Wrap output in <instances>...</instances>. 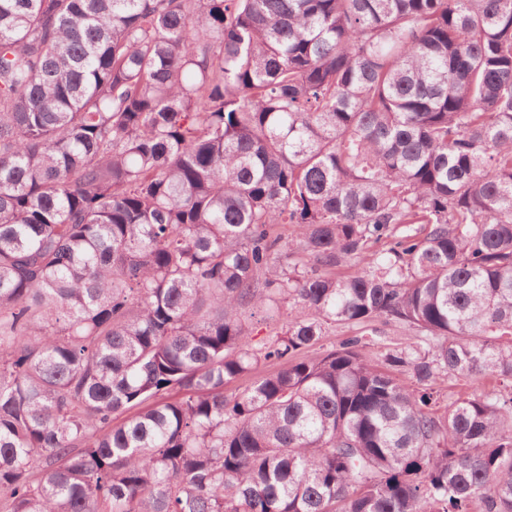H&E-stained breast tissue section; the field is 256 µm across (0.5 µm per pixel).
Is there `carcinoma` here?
I'll list each match as a JSON object with an SVG mask.
<instances>
[{"label":"carcinoma","instance_id":"cac0c4a2","mask_svg":"<svg viewBox=\"0 0 512 512\" xmlns=\"http://www.w3.org/2000/svg\"><path fill=\"white\" fill-rule=\"evenodd\" d=\"M490 377L512 0H0V512H512ZM252 331L253 343L258 347L275 339L281 329V322L266 318L264 313H256L255 317L249 318ZM380 327L382 332L376 336H366L368 339L373 340L371 343L374 345L371 348H367L373 355H378L382 347V351H384V348H401L412 341L413 333L400 325L390 324Z\"/></svg>","mask_w":512,"mask_h":512}]
</instances>
